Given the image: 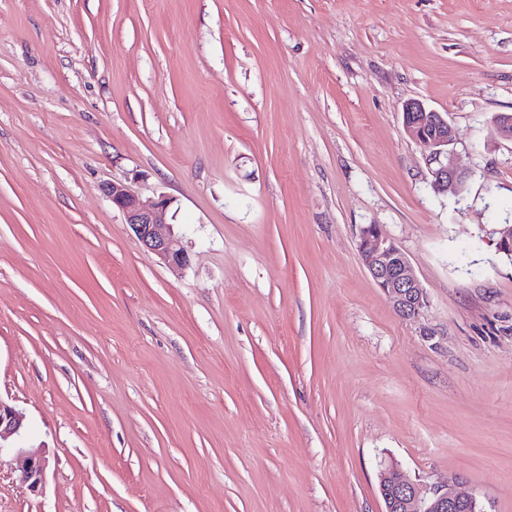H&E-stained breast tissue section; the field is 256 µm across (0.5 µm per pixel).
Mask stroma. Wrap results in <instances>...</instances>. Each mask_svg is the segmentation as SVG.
Listing matches in <instances>:
<instances>
[{"label":"stroma","mask_w":512,"mask_h":512,"mask_svg":"<svg viewBox=\"0 0 512 512\" xmlns=\"http://www.w3.org/2000/svg\"><path fill=\"white\" fill-rule=\"evenodd\" d=\"M447 113L459 193L402 126ZM512 0H0V512H512ZM167 196L190 263L105 193ZM379 225L428 297L400 317ZM358 249L373 280L395 311L402 318L417 319L428 300L406 254L383 236L376 224L361 228ZM24 415L0 400V450L13 448L15 469L32 492L43 489L48 460L39 449L18 446L24 433ZM380 494L383 512H483L475 496L457 491L454 484L427 489L402 477L393 466L380 472Z\"/></svg>","instance_id":"stroma-1"}]
</instances>
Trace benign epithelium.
<instances>
[{
    "mask_svg": "<svg viewBox=\"0 0 512 512\" xmlns=\"http://www.w3.org/2000/svg\"><path fill=\"white\" fill-rule=\"evenodd\" d=\"M402 117L407 133L424 147L429 162L434 164L430 169L432 190L436 193L463 190L469 173L453 162L448 150L455 141V130L447 114L413 100L405 104ZM492 131L512 140V114L495 115ZM106 192L147 251L172 270L188 265V254L167 223L169 202L166 197L145 205L119 183L107 187ZM358 249L373 280L395 311L404 319L418 318L428 300L406 254L383 236L376 224L361 228ZM23 433V413L0 400V449L14 450L15 469L21 480L31 491L39 492L45 483L48 460L41 450L19 445ZM380 494L384 512H484L475 496L457 491L455 485L449 483L441 489H427L402 477L392 466L380 472Z\"/></svg>",
    "mask_w": 512,
    "mask_h": 512,
    "instance_id": "obj_1",
    "label": "benign epithelium"
}]
</instances>
